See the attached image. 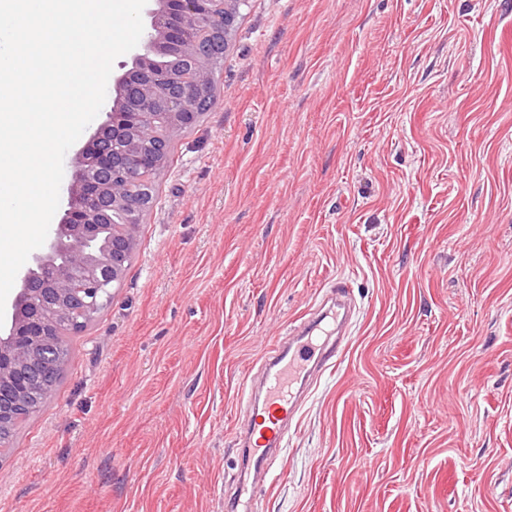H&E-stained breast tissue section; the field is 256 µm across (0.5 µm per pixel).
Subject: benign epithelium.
<instances>
[{
    "label": "benign epithelium",
    "mask_w": 512,
    "mask_h": 512,
    "mask_svg": "<svg viewBox=\"0 0 512 512\" xmlns=\"http://www.w3.org/2000/svg\"><path fill=\"white\" fill-rule=\"evenodd\" d=\"M144 37L131 67L114 79L105 120L77 150L66 208L32 257L0 329V431L56 391L68 357L50 321L90 315L120 286L150 204L134 185L159 171L175 140L198 122L211 95L210 57L229 47L233 17L244 0H150ZM224 19V32L199 36L205 13Z\"/></svg>",
    "instance_id": "obj_1"
}]
</instances>
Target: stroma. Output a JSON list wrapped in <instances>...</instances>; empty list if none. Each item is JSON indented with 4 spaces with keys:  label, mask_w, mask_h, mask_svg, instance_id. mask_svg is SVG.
<instances>
[{
    "label": "stroma",
    "mask_w": 512,
    "mask_h": 512,
    "mask_svg": "<svg viewBox=\"0 0 512 512\" xmlns=\"http://www.w3.org/2000/svg\"><path fill=\"white\" fill-rule=\"evenodd\" d=\"M0 512H512V0H249ZM348 285L265 477L266 352Z\"/></svg>",
    "instance_id": "obj_1"
}]
</instances>
